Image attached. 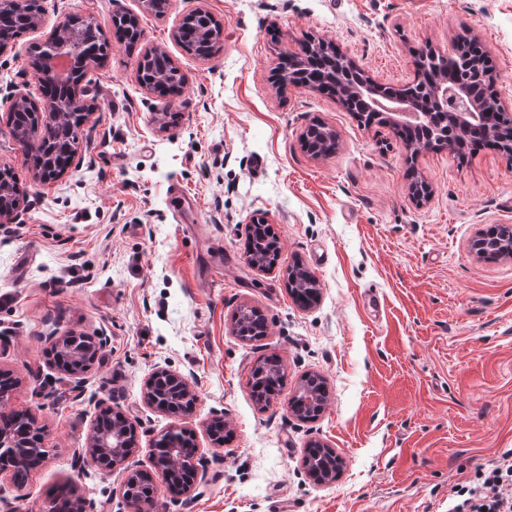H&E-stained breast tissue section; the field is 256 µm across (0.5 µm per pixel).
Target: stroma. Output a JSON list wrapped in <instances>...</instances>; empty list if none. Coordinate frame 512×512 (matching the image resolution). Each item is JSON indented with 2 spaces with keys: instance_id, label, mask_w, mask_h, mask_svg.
I'll list each match as a JSON object with an SVG mask.
<instances>
[{
  "instance_id": "35a3bbf8",
  "label": "stroma",
  "mask_w": 512,
  "mask_h": 512,
  "mask_svg": "<svg viewBox=\"0 0 512 512\" xmlns=\"http://www.w3.org/2000/svg\"><path fill=\"white\" fill-rule=\"evenodd\" d=\"M41 23L0 55V168L23 199L0 224V368L15 385L8 410L50 433L48 459L15 482L0 472V512H49L58 491L88 512H123V469L86 460L101 411L126 412L137 450L171 425L192 431L202 458L194 492L158 495V512H448L456 484L512 448V259L471 251L478 230L512 225V165L492 147L408 159L386 126L361 124L332 95L275 87L278 67L314 36L335 43L380 86L415 79L422 48L479 40L498 101L512 109V0H40ZM204 10L223 26L218 53L188 52L175 33ZM133 15L134 48L112 36V16ZM108 33L101 65L87 69L89 119L61 178H32L9 123L12 92L46 97L31 52L63 18ZM164 50L182 92H148L137 59ZM338 144L302 147L314 123ZM431 188L424 203L410 173ZM195 198L180 222L170 191ZM267 215L280 239L273 268L245 258L251 219ZM303 265L320 283L312 308L288 291ZM260 310L261 339L232 333L240 307ZM104 335L92 368L71 378L54 367L50 333ZM280 357L286 377L268 407L251 397L252 367ZM189 376L186 419L144 404L146 378ZM322 375L329 401L314 421L288 412L302 376ZM228 425L223 445L205 432ZM335 448L344 469L316 483L303 466L311 440Z\"/></svg>"
}]
</instances>
